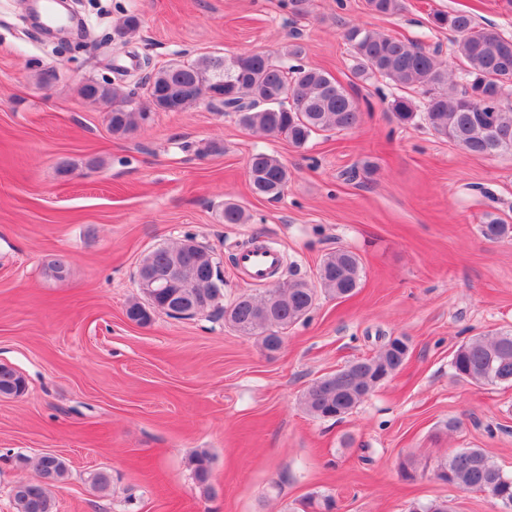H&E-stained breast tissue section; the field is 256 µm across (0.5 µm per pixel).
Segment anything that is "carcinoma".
<instances>
[{
  "mask_svg": "<svg viewBox=\"0 0 512 512\" xmlns=\"http://www.w3.org/2000/svg\"><path fill=\"white\" fill-rule=\"evenodd\" d=\"M374 15L396 16L406 9V0H366ZM430 23L437 29L455 34L453 55L460 62L465 84L459 92L449 89L453 72L439 60L437 52L419 43L401 39L376 29L351 26L345 38L353 50V75L359 80L380 78L408 94L397 96L389 111L401 124L425 122L435 134L445 137L471 155L490 156L512 152V37L481 28L466 11L435 10ZM140 25L133 14L121 17L113 27L120 39L134 35ZM303 47L291 42L273 56L249 53L231 57H205L192 65L171 62L145 76L147 104L136 101L135 93L123 92L119 85L96 83V98L112 103L109 128L116 136H126L149 118L150 112H181L197 102L202 90L210 87L219 64L230 66L234 74L224 79V98L212 104L236 114L241 126L268 136H283L302 148L321 131L347 130L361 118L359 105L346 87L327 71L302 65H290ZM421 96L415 101L412 94ZM251 191L278 199L288 186V169L273 154L257 151L249 159ZM222 218L226 224H245L248 216L235 203H224ZM481 235L499 241L512 235V225L493 218L481 225ZM177 257L187 265L193 257L179 246L157 248L145 256L155 264ZM361 266L351 250L329 254L318 271L321 289L303 279H289L257 297L242 294L228 304L224 288L214 287L210 277L197 274L174 289L176 309L164 307L166 292L157 295L162 313L191 318L197 302L208 301V308L220 312L224 321L260 347L276 351L273 338L284 336L312 310L318 291L336 297L352 295L359 287ZM126 316L139 325L150 323L148 306L140 300L127 304ZM405 337L388 339L377 352L359 358L341 370L327 374L309 386L303 397L306 412L317 419H338L352 412L376 387L381 375L395 374L409 356ZM453 375L474 385H512V330L474 338L459 345L452 356ZM25 378L14 368L0 365V390L20 396ZM20 466L36 474L51 466L52 480L28 482L27 504L15 500L16 512H54L53 490L66 483L69 465L63 458L50 460L43 455H19ZM194 478L199 488L212 489L211 456L203 450L193 457ZM435 472L446 473V481L463 491L494 492L512 501V473L497 467L480 448H463L440 463ZM303 512H331L336 507L330 496L310 495L302 502Z\"/></svg>",
  "mask_w": 512,
  "mask_h": 512,
  "instance_id": "carcinoma-1",
  "label": "carcinoma"
}]
</instances>
